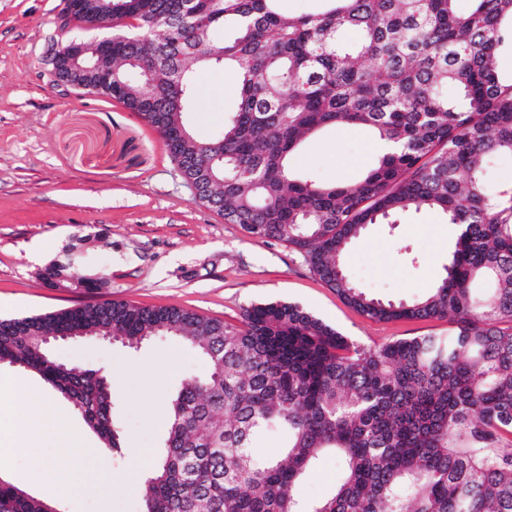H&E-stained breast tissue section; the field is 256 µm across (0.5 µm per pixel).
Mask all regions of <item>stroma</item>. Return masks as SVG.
<instances>
[{"label":"stroma","mask_w":512,"mask_h":512,"mask_svg":"<svg viewBox=\"0 0 512 512\" xmlns=\"http://www.w3.org/2000/svg\"><path fill=\"white\" fill-rule=\"evenodd\" d=\"M61 0H0V317L122 299L177 306L228 323L246 306L268 301L302 305L366 345L442 335L450 320L376 321L347 305L310 271L287 243L252 238L198 203L151 128L111 99L66 92L43 60L58 40ZM238 91L223 71L197 75L193 131L208 135L234 108ZM381 146L360 129H329L303 146V164L326 183H346L370 168ZM458 236L436 214L409 212L397 224H375L348 247L350 278L393 302L426 294L438 283ZM80 269L107 272L105 288H49L40 274L77 239ZM414 255L406 257L403 245ZM60 359L103 369L112 379L115 415L123 425L120 452L63 512H142L126 473L131 449L160 455L166 403L182 378L205 364L181 341L161 337L133 350L96 338L61 341ZM20 433L0 457V477L40 496L45 462L75 469L54 417L23 397L8 399Z\"/></svg>","instance_id":"obj_1"}]
</instances>
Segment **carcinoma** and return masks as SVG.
<instances>
[{
	"instance_id": "1",
	"label": "carcinoma",
	"mask_w": 512,
	"mask_h": 512,
	"mask_svg": "<svg viewBox=\"0 0 512 512\" xmlns=\"http://www.w3.org/2000/svg\"><path fill=\"white\" fill-rule=\"evenodd\" d=\"M278 0H63L57 30L104 25L110 98L159 135L190 174L211 164L208 199L251 237L288 243L325 285L376 320L448 317L446 335L366 346L296 303L243 309L229 324L175 306L86 304L0 320V363L30 369L67 399L107 453L122 448L102 369L50 355L52 332L107 333L129 348L160 336L194 348L206 371L170 396L163 451L140 488L144 512H512V191L489 187L512 161V0H326L285 17ZM238 90L214 133L188 122L196 75ZM369 129L395 150L356 182L297 172L326 128ZM434 211L459 227L438 286L410 302L372 297L346 275L370 225ZM67 283L96 290L70 266ZM285 436L274 458L253 438ZM340 480L305 503L296 483L326 457ZM0 478V512H55Z\"/></svg>"
}]
</instances>
